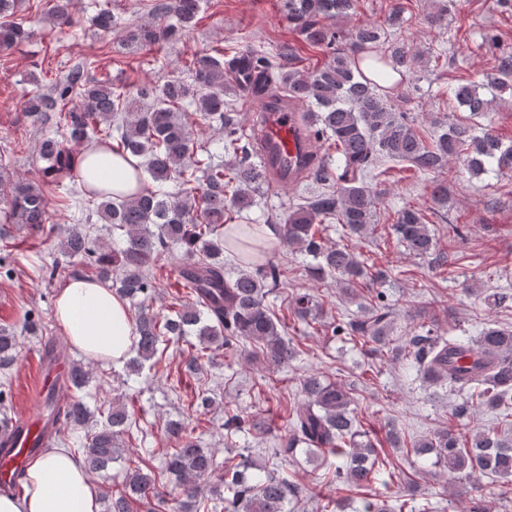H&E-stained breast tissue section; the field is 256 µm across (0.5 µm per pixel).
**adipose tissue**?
<instances>
[{"instance_id": "adipose-tissue-1", "label": "adipose tissue", "mask_w": 512, "mask_h": 512, "mask_svg": "<svg viewBox=\"0 0 512 512\" xmlns=\"http://www.w3.org/2000/svg\"><path fill=\"white\" fill-rule=\"evenodd\" d=\"M79 181L101 176L102 188L113 196L132 194L136 171L124 159L82 151L77 163ZM54 316L76 350L86 360L122 364L128 353L133 322L127 303L107 284L82 277L60 290ZM22 496L0 493V512H100L99 487L82 460L57 446L28 465Z\"/></svg>"}]
</instances>
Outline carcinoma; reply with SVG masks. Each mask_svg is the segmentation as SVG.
I'll list each match as a JSON object with an SVG mask.
<instances>
[{
  "label": "carcinoma",
  "mask_w": 512,
  "mask_h": 512,
  "mask_svg": "<svg viewBox=\"0 0 512 512\" xmlns=\"http://www.w3.org/2000/svg\"><path fill=\"white\" fill-rule=\"evenodd\" d=\"M23 0H0V50H9L31 32L16 20ZM72 0H54L51 18L71 24ZM358 0H286L288 22L309 46L322 51L324 63L309 72L290 63L248 54L224 59V51L200 56L187 77L160 85L143 84L131 92L112 81L90 79L85 68H72L45 90L36 87L25 102L27 116L42 125L40 181L13 175L0 155V198L7 220L36 230L47 220V201L41 188L51 183L62 189L58 206L73 224L64 231L59 249L71 259L82 258L97 270L112 289L132 302L146 299L156 289L157 272L179 253L177 285L189 302L173 316L158 320L139 307L127 375H139L158 366L154 356L167 336H195L188 350V366L198 369L210 353L252 346L267 365L279 370L297 359L298 351L285 340L286 325L270 311L266 299L280 287L281 267L267 255L258 224H237L231 212L241 214L256 205L267 184L261 166L251 161V136L244 133L250 117L226 98L228 82L238 93L264 94L268 84L281 89L280 98L307 106L304 117L310 136L324 141L325 155L304 179L322 185L315 196L292 197L288 210L266 223L278 225L280 239L311 255L318 281L331 280L345 291L366 281L383 279L349 246L325 241L326 223L342 225L349 236L363 238L372 230L380 196L367 184L377 160L405 162L435 178L432 201L448 204L449 164L462 160L475 175L492 169L512 173V144L506 145L484 127L491 98L512 90V56L500 59L496 72L482 83H460L453 88L463 120H433L428 136L417 122L395 108L392 91L414 73L421 56L390 38L389 30L404 22L405 7L392 5L385 25L365 23L347 31L336 26L356 14ZM454 0L425 15L432 27L448 25ZM92 20L110 31L117 26L112 10L92 0ZM200 0H160L154 18L126 28V38L145 45L171 42L192 25ZM216 130L221 137L208 152V162L195 158L188 112ZM90 152H110L139 160L154 187H144L122 199H112L94 183L77 190L69 186L74 154L63 141ZM180 186L177 193L168 183ZM112 227V242L92 236L93 217ZM391 228L404 248L416 257L448 263L437 250L424 213L414 207L399 210ZM288 306L297 321L311 329L321 326L320 303L309 292L291 295ZM333 331L367 347L366 355L379 357L393 350L420 373L423 382L463 396L455 416L488 407L502 416L498 426L466 434L443 428L414 446L418 455L434 456L461 479L478 473L507 480L499 497L512 500V328L495 324L480 336H433L416 333L403 344L391 336L393 318L381 305L362 318L340 320ZM18 341L14 332L0 328V415L6 428L11 419L3 399L15 361ZM93 378L83 361L71 364L64 389L49 393L45 403V430L63 425L84 429L79 441L82 461L90 472L106 473L122 457V436L132 425L125 406L114 403L98 410L99 419L83 401ZM304 402L290 418L280 444L289 454L298 445L308 452L341 461L332 479L368 493L362 512H417L413 500L400 495L389 501V480L378 463L369 436L357 429L351 394L345 384L311 374L301 384ZM167 432L176 447L163 454L162 471L181 490L178 512H286L299 487L275 470L247 474L249 457L217 461L216 449L203 447L194 430L171 422ZM222 468L220 483L211 475ZM156 496L157 507L168 501L157 496L155 480L139 466H129L123 487L109 498L105 512H130L131 502Z\"/></svg>",
  "instance_id": "1"
}]
</instances>
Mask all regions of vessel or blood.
<instances>
[{
	"mask_svg": "<svg viewBox=\"0 0 512 512\" xmlns=\"http://www.w3.org/2000/svg\"><path fill=\"white\" fill-rule=\"evenodd\" d=\"M256 154L271 188L280 189L300 181L299 166L311 161L316 152L301 128V114L296 106L282 105L267 113ZM68 374L69 368L63 362L42 373L38 396H45L61 385ZM41 426L40 419L24 417L8 430L6 437L10 446L0 450V482L9 481L14 472L23 467L29 452L37 444Z\"/></svg>",
	"mask_w": 512,
	"mask_h": 512,
	"instance_id": "obj_1",
	"label": "vessel or blood"
}]
</instances>
